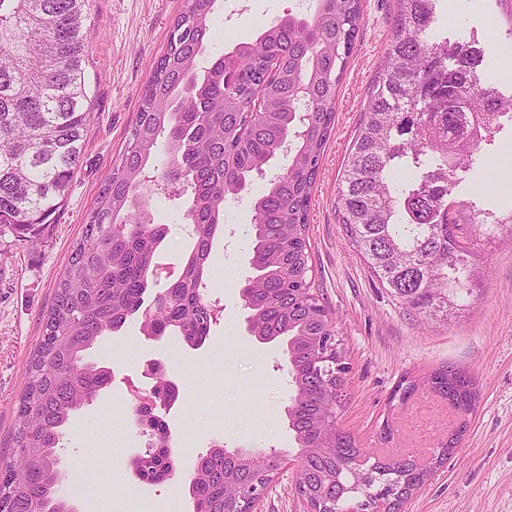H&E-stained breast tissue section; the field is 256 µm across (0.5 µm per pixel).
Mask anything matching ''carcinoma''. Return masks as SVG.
Listing matches in <instances>:
<instances>
[{
	"label": "carcinoma",
	"mask_w": 512,
	"mask_h": 512,
	"mask_svg": "<svg viewBox=\"0 0 512 512\" xmlns=\"http://www.w3.org/2000/svg\"><path fill=\"white\" fill-rule=\"evenodd\" d=\"M86 2L0 0V224L20 238L63 205L88 135ZM396 3L388 60L348 154L338 204L349 241L382 284L421 313H448L472 295L480 277L466 242L477 219L451 194L459 176L475 169L481 145L492 142L509 110L495 88L481 84L483 50L432 36L435 0ZM362 8V0H317L311 16L290 13L254 41L235 44L224 62L213 59L203 67L212 6L184 0L166 52L142 90L126 148L73 246L46 315L19 402L12 460L0 464V512H69L55 497L56 450L71 418L112 377L87 353L142 306L168 233L166 225L147 221L141 208L157 193L144 173L159 137H165L168 168L181 173L190 193L185 216L194 247L181 261L180 277L156 297L152 331L199 346L213 322L202 289L224 224V202L282 155L283 136L298 123L293 108L300 79L309 86L313 110L288 155V172L254 202L251 260L259 274L247 276L240 289L253 335L290 341L289 422L297 444L332 449L301 459V495L336 512H374L379 500L398 512L448 459L454 438L433 463L392 457L379 465L380 493L360 496L353 487L361 477L351 472L356 440L324 418L336 406L345 364L337 350L326 362L317 355L335 333L310 291L308 211ZM190 79L196 81L190 107L171 111ZM401 160L426 170L418 185L396 186L391 168ZM487 214L495 224H512V204L482 212ZM423 386L463 418L475 409L476 382L464 371L442 367L396 391L405 402ZM150 426L163 438L139 472L155 484L170 477V437L159 417ZM280 467L276 454L257 463L221 446L210 449L190 479L195 512H246L253 490L269 484Z\"/></svg>",
	"instance_id": "obj_1"
}]
</instances>
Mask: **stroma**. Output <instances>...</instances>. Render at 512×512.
Returning a JSON list of instances; mask_svg holds the SVG:
<instances>
[{"label":"stroma","mask_w":512,"mask_h":512,"mask_svg":"<svg viewBox=\"0 0 512 512\" xmlns=\"http://www.w3.org/2000/svg\"><path fill=\"white\" fill-rule=\"evenodd\" d=\"M182 7V0H88L85 79L92 114L80 166L63 206L39 235L22 241L11 229L0 230V460L12 453L30 361L71 249L125 148L144 83ZM295 10L296 0H253L250 13L228 25L217 0L211 54L253 41L261 28ZM499 13L497 0H439L433 34L452 43L479 41L484 84L509 97L512 79L500 77L499 62L512 57V37L499 24ZM395 14V0H363L357 39L338 89L335 126L311 195V290L327 310L336 346L349 366L335 407L336 426L378 454L388 449L380 432L391 426L398 452L429 458L448 435L447 400L419 391L418 401L436 406L429 436L422 441L410 432L408 406L390 405V395L401 378L418 380L446 365L464 369L477 382L476 410L450 459L401 512H512V229L501 227L491 239L474 232L471 248L487 268L466 311L447 320L419 314L384 288L350 246L340 219L338 192L346 158L386 62ZM506 140L512 141V123L482 147L478 190L456 189L454 200L490 208L512 197V154L499 148ZM265 188L254 179L238 203L224 209L205 290L219 314L202 345L191 347L175 336H145L142 318L135 314L89 350V358L109 367L112 378L97 400L71 420L58 450L59 490L77 512H193L190 476L198 458L217 444L230 451L273 449L284 459L296 457L299 448L285 413L290 394L283 369L286 344L280 339L263 344L248 333L250 311L239 294L240 273L250 268L253 202ZM148 204L155 222L169 228L157 261L178 266L192 245L184 228L188 202L153 195ZM152 358L164 361L180 390L177 403L162 415L176 474L157 484L141 482L130 464L147 438L128 398L131 387H151L141 371ZM296 479L293 466L275 476L259 512H306ZM82 483L91 488V501L75 496L74 486Z\"/></svg>","instance_id":"obj_1"}]
</instances>
